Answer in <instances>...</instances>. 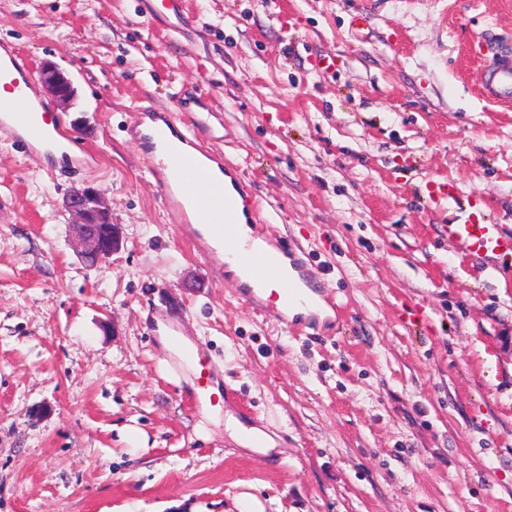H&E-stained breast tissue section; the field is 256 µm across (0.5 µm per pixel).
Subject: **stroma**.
I'll list each match as a JSON object with an SVG mask.
<instances>
[{
  "mask_svg": "<svg viewBox=\"0 0 512 512\" xmlns=\"http://www.w3.org/2000/svg\"><path fill=\"white\" fill-rule=\"evenodd\" d=\"M145 3L0 0V45L72 80L37 95L100 157L0 128V512H512V264L447 234L512 233V107L478 41L512 0H183V36ZM146 90L209 98V147L342 311L295 333L208 272L128 130ZM80 184L122 234L97 268L62 207ZM166 336L225 400L194 401ZM39 77L49 93L60 103L66 105L74 97L75 89L71 80L58 68L43 66L39 68ZM448 238L457 242L469 255H493L512 260V234H506L497 224L466 220L448 225ZM174 343L176 347L180 349L184 363L195 367L198 371L199 388L201 390L200 394L208 396L212 403L214 395L213 393H209V379L212 374V367L201 361L197 349L182 344L178 339H175ZM226 415L227 428L232 431V435L235 440L243 446V448L259 453H267L269 450L275 448L276 441L269 433L257 427H247L243 425L237 418L228 412H226ZM257 438L263 439L264 448H262L263 446L261 444H257L255 448L253 447L254 441Z\"/></svg>",
  "mask_w": 512,
  "mask_h": 512,
  "instance_id": "1",
  "label": "stroma"
}]
</instances>
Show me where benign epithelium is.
<instances>
[{
  "label": "benign epithelium",
  "instance_id": "obj_1",
  "mask_svg": "<svg viewBox=\"0 0 512 512\" xmlns=\"http://www.w3.org/2000/svg\"><path fill=\"white\" fill-rule=\"evenodd\" d=\"M39 77L49 93L66 105L74 97L71 80L58 68L43 66ZM70 215V231L81 257L90 265L104 262L121 246L118 225L112 223L107 200L90 185L72 188L64 199Z\"/></svg>",
  "mask_w": 512,
  "mask_h": 512
}]
</instances>
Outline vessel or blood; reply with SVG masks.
I'll use <instances>...</instances> for the list:
<instances>
[{"mask_svg": "<svg viewBox=\"0 0 512 512\" xmlns=\"http://www.w3.org/2000/svg\"><path fill=\"white\" fill-rule=\"evenodd\" d=\"M485 42L491 46L492 53L486 66L484 92L494 101L511 104L512 53L507 45L512 40L490 32ZM0 82L11 90L10 95L0 96V126L9 129L29 153L39 154L41 144L51 132L57 139L72 143L73 136L64 123H56L53 130H46L43 111L23 105L26 90L32 83L31 73L25 59L7 45L0 47ZM191 103V98H182L181 111L177 114L152 104L139 106L130 130L153 160L150 174L161 192L166 211L176 223L182 224L197 252L208 261L220 262L224 259L225 246L239 239L240 209L248 205L250 191L238 168L225 160L223 154L204 146L199 131L190 127L178 130L181 112ZM175 132L180 135L182 150L171 158L158 154V145ZM448 237L470 255L512 259V235L504 233L499 225L470 219L449 225ZM283 253V248L277 245L266 250L251 248L245 264L255 286L249 303L259 306L266 300L274 302L273 316L285 324L291 307L304 302L312 284L303 275L304 254L300 251L292 258L293 275L283 276ZM268 283L274 289L265 299L257 289ZM180 351L184 363L196 368L201 392H208L211 366L201 361L197 349L184 345Z\"/></svg>", "mask_w": 512, "mask_h": 512, "instance_id": "b4317fda", "label": "vessel or blood"}]
</instances>
